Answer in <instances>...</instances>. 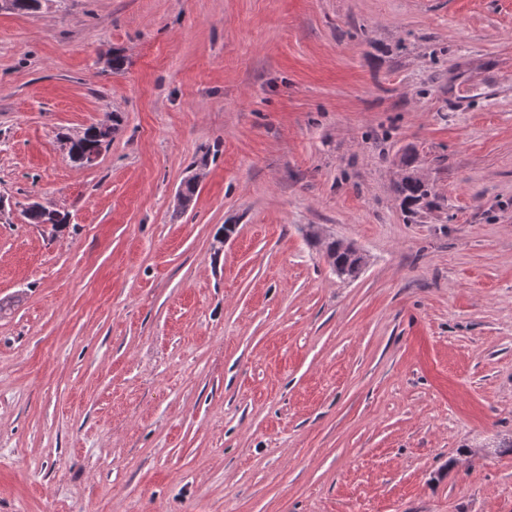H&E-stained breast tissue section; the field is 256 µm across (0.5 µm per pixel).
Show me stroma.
Wrapping results in <instances>:
<instances>
[{
	"label": "stroma",
	"mask_w": 512,
	"mask_h": 512,
	"mask_svg": "<svg viewBox=\"0 0 512 512\" xmlns=\"http://www.w3.org/2000/svg\"><path fill=\"white\" fill-rule=\"evenodd\" d=\"M14 295L0 512H512V0L0 10ZM108 120H112V116H109L106 121ZM106 121L97 123L96 125L87 128L86 133H84L82 137L74 142L72 151L75 150V153L79 154L90 147H95L101 150L105 143H109L112 138H109V134L102 129L103 124ZM397 192L402 198L404 209L410 216L416 215L422 200L432 194L431 188L410 174L402 178L397 186ZM40 205H43V203L39 199H30L27 207L38 208L25 210L28 222L31 224H50L56 231H61L67 224L66 214L45 205L39 207ZM345 246V243L339 240L328 241L324 244V256L330 264L336 266V276L339 279H354L361 268V257L355 255L350 248L345 249Z\"/></svg>",
	"instance_id": "stroma-1"
}]
</instances>
